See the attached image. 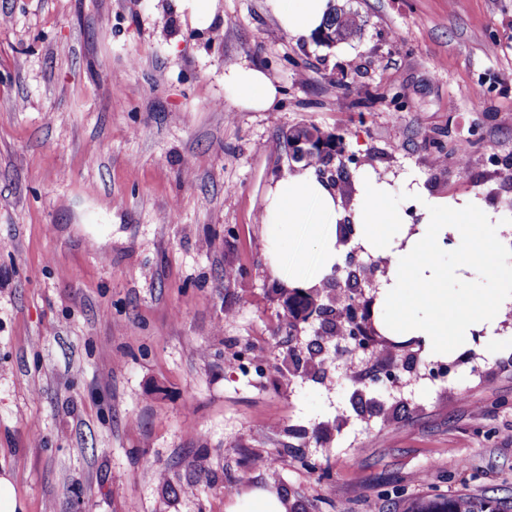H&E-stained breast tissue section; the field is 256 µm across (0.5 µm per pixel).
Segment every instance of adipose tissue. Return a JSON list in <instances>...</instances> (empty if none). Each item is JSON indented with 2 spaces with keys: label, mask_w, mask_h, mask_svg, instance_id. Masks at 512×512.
<instances>
[{
  "label": "adipose tissue",
  "mask_w": 512,
  "mask_h": 512,
  "mask_svg": "<svg viewBox=\"0 0 512 512\" xmlns=\"http://www.w3.org/2000/svg\"><path fill=\"white\" fill-rule=\"evenodd\" d=\"M269 5L283 30L290 34L315 31L328 11V0H269ZM224 81L243 109L265 112L278 99L274 81L260 69L235 66L228 69ZM360 180L363 192L349 217L337 201L334 188L321 181L313 169L278 180L267 194L262 217L263 223L276 230L272 254L280 253L286 234L296 225L309 223L319 246V269L330 271L339 258L332 230L335 224L351 220L366 248L394 259L382 284L388 335L422 337L424 348L437 356L455 349L471 329L493 335L500 309L512 301V271L502 272L503 286L497 292L471 288L460 299L448 286L453 271L440 265L433 251L435 242L449 234L462 247L463 267L486 266L496 248V237L490 229L491 212L475 201L464 200L453 208L446 200L417 192L413 204L422 218L413 227L388 206L389 187L375 172H363ZM459 209L472 214V223H455Z\"/></svg>",
  "instance_id": "adipose-tissue-1"
}]
</instances>
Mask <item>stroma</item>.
Instances as JSON below:
<instances>
[{"mask_svg": "<svg viewBox=\"0 0 512 512\" xmlns=\"http://www.w3.org/2000/svg\"><path fill=\"white\" fill-rule=\"evenodd\" d=\"M360 33L286 34L268 0H0V472L17 512H411L512 503V304L432 378L421 346L287 329L259 217L297 165L284 132L341 136L344 175L479 201L512 267V0H329ZM236 65L279 89L241 109ZM448 153L437 161V146ZM318 273L299 226L279 257ZM237 276L228 280L227 269ZM263 347L242 373L245 346ZM398 374L369 386L373 374ZM272 457L274 470L255 467ZM362 22L357 11L334 8L327 14L323 27L316 35V42L330 47L345 41L361 30ZM235 512H282L278 501L264 493H257L243 501ZM512 506L489 497H477L462 492L454 497L436 496L417 504L412 512H509Z\"/></svg>", "mask_w": 512, "mask_h": 512, "instance_id": "obj_1", "label": "stroma"}]
</instances>
